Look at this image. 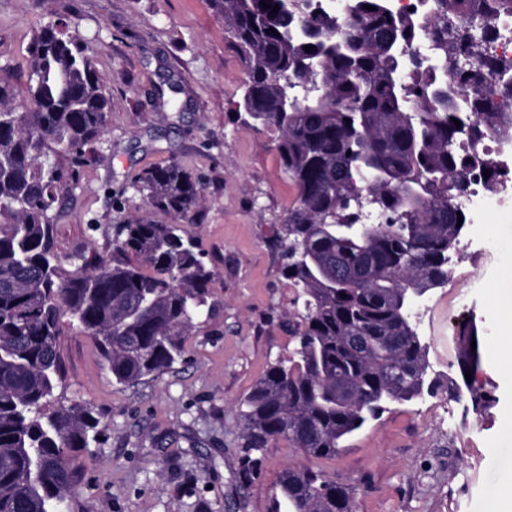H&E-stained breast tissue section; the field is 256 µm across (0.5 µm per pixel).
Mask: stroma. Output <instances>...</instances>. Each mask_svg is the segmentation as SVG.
Instances as JSON below:
<instances>
[{"instance_id": "35a3bbf8", "label": "stroma", "mask_w": 512, "mask_h": 512, "mask_svg": "<svg viewBox=\"0 0 512 512\" xmlns=\"http://www.w3.org/2000/svg\"><path fill=\"white\" fill-rule=\"evenodd\" d=\"M55 21L85 47L110 99L97 152L55 212L58 252L94 262L111 251L114 225L135 217L171 223L129 182L175 161L204 186L190 230L215 270L209 318L189 337L184 361L162 375L113 383L94 339L65 327L66 378L55 402L87 405L102 418L97 442L75 460L80 480L69 512H271L289 468L354 485L357 512H488L512 479V382L491 305L494 285L512 270V209L467 225L447 284L431 292L418 321L433 371L447 377L459 374V327L479 326L482 358L471 386L489 405L477 409L469 395L442 391L392 406L332 459L278 440L260 474L240 483L239 403L293 347L292 288L267 240L269 225L283 223L296 200L278 134L238 111L247 67L211 0H0V70L16 98L27 94L34 31ZM169 79L183 89L184 112L159 100ZM484 240L493 244L487 257L478 251ZM459 290L469 294L466 306L453 300Z\"/></svg>"}]
</instances>
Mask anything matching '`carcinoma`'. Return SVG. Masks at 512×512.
Listing matches in <instances>:
<instances>
[{
	"mask_svg": "<svg viewBox=\"0 0 512 512\" xmlns=\"http://www.w3.org/2000/svg\"><path fill=\"white\" fill-rule=\"evenodd\" d=\"M270 5L266 9L260 2ZM248 68L237 108L279 133L282 167L297 190L284 223L268 227L283 250L294 295L288 332L295 347L271 364L239 406L238 476L258 473L279 439L316 458H334L387 406L447 390L466 378L430 374L427 347L400 307L402 290L448 283L463 173L493 190L501 168L457 149L465 135L512 143V112L483 98L490 74L512 86V66L474 57L457 24L489 32L512 0H422L404 16L392 0H212ZM279 6L277 14L271 7ZM376 7L369 11L365 6ZM446 39L443 58L411 48L429 25ZM311 45L307 52L304 46ZM0 77V512H67L78 479L75 453L101 416L81 403L51 408L65 372L63 318L96 341L119 384L170 370L206 309L214 271L188 229L202 197L177 162L147 168L132 187L173 224H119L112 255L92 264L55 247L60 191L95 153L109 98L91 57L59 23L30 45L27 96L7 104ZM461 125L454 124V120ZM381 217L365 224V210ZM363 275L354 282L336 269ZM458 366L480 361L474 323L458 331ZM276 502L289 512H356V489L322 471L288 469Z\"/></svg>",
	"mask_w": 512,
	"mask_h": 512,
	"instance_id": "carcinoma-1",
	"label": "carcinoma"
}]
</instances>
